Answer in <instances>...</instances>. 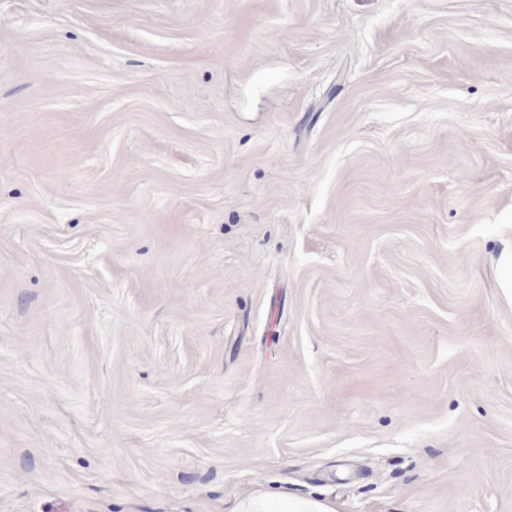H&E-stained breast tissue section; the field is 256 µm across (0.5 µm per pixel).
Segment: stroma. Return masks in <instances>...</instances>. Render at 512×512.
<instances>
[{
  "label": "stroma",
  "mask_w": 512,
  "mask_h": 512,
  "mask_svg": "<svg viewBox=\"0 0 512 512\" xmlns=\"http://www.w3.org/2000/svg\"><path fill=\"white\" fill-rule=\"evenodd\" d=\"M512 0H0V512H512ZM230 512H339L336 502L293 496H273L256 492L238 502Z\"/></svg>",
  "instance_id": "stroma-1"
}]
</instances>
